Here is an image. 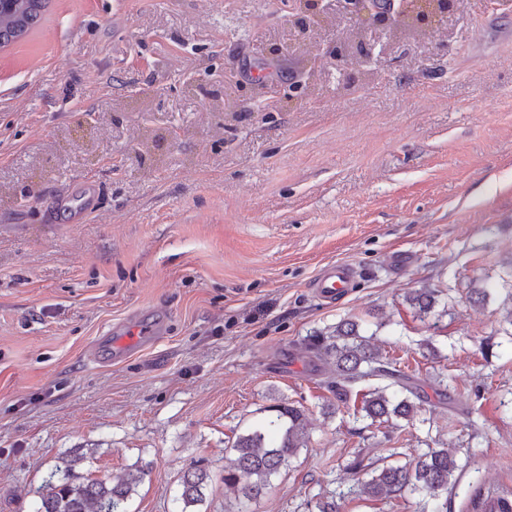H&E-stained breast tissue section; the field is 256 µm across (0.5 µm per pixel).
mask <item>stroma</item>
I'll return each mask as SVG.
<instances>
[{
  "mask_svg": "<svg viewBox=\"0 0 512 512\" xmlns=\"http://www.w3.org/2000/svg\"><path fill=\"white\" fill-rule=\"evenodd\" d=\"M456 3L385 65L350 63V88L315 53L335 26L297 40L289 0H50L0 47V512H33L70 452L95 477L147 466L128 512H174L195 465L212 477L196 512H237L231 446L277 405L310 441L249 512H416L347 465H402L429 440L476 450L448 512L475 480L512 488V4ZM89 183L97 212L47 211ZM333 261L362 277L326 303L310 283ZM414 288L447 304L435 328ZM146 313L165 336L92 361ZM351 315L420 381L445 377L431 424L362 429L323 386L302 343ZM437 297L438 295L435 291L422 288L408 291L405 301L413 308L415 316L420 321L425 322L434 313V309L438 304Z\"/></svg>",
  "mask_w": 512,
  "mask_h": 512,
  "instance_id": "35a3bbf8",
  "label": "stroma"
}]
</instances>
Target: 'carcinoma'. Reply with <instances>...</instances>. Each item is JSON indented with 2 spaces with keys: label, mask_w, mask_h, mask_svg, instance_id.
<instances>
[{
  "label": "carcinoma",
  "mask_w": 512,
  "mask_h": 512,
  "mask_svg": "<svg viewBox=\"0 0 512 512\" xmlns=\"http://www.w3.org/2000/svg\"><path fill=\"white\" fill-rule=\"evenodd\" d=\"M49 0H0V47L25 38L43 19ZM421 38L418 28L409 20H401L389 31V38L401 40ZM405 301L420 321L434 313L437 293L427 289L407 292ZM364 334L355 317L342 319L331 330L316 331L305 347L310 359L324 366L327 385L336 401L345 404L355 385L363 383L360 393L363 418L367 427L385 424L400 428L399 421H413L424 411L429 396L407 374L394 366ZM309 440L303 411L281 406L275 418L256 426L236 438L233 466L224 469V485L241 494L246 501L259 498L271 486V479L281 467L288 465ZM85 460L81 454H66L43 478L35 490L34 512H126L125 504L142 483L146 470L142 466L114 482L106 475L92 478L77 471ZM463 470L446 448H426L404 465H388L374 470L361 482L370 497L389 498L404 493L422 498L421 512H444L448 509V491L456 485L455 473ZM211 480L210 472L196 468L183 472L179 478L182 507L177 512H190L202 501L203 489ZM498 495L499 512H512V492L491 489L483 483L472 486L470 512H481L489 491Z\"/></svg>",
  "instance_id": "1"
}]
</instances>
